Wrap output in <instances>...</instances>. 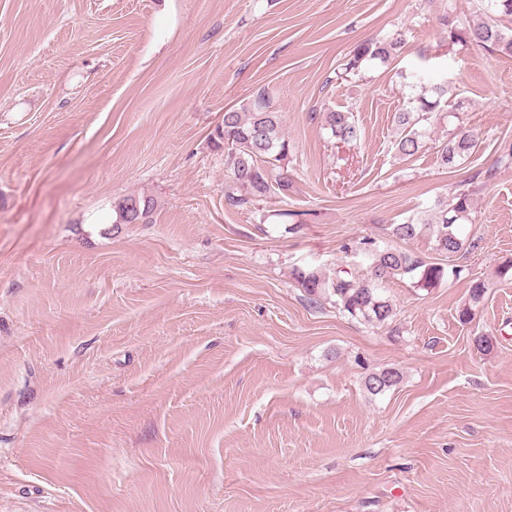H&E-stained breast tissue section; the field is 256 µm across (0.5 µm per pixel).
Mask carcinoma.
Masks as SVG:
<instances>
[{
    "instance_id": "1",
    "label": "carcinoma",
    "mask_w": 512,
    "mask_h": 512,
    "mask_svg": "<svg viewBox=\"0 0 512 512\" xmlns=\"http://www.w3.org/2000/svg\"><path fill=\"white\" fill-rule=\"evenodd\" d=\"M479 2L480 19L451 26L449 41L463 47L475 45L490 52L512 53V0ZM404 46L401 32L367 39L345 55L337 77L357 76L369 62L387 65L399 56ZM399 78L411 95L408 106L394 113L393 123L398 134L394 145L400 156L410 158L431 140L430 120L441 121L448 117L442 106L448 95V81L426 80L421 67L402 70ZM317 118L339 141L352 142L360 136L354 115L349 111L328 108L318 113ZM213 143L224 148L230 171L231 184L224 194L228 206H255L273 195L286 197L292 190L293 181L285 168L289 143L283 132L282 116L272 108L266 92H257L238 110L225 111L223 127L216 129ZM477 144L474 131L457 127L447 139L435 142L440 165L446 169L457 166L471 156ZM474 206V190L459 185L448 197L437 200L429 213L393 225L391 236L410 240L422 227L429 226L433 228L436 251L450 258L465 247L460 226L474 220ZM155 209V201L150 196H124L114 202L113 224H150ZM354 253L367 261V272L363 276L339 269L335 277L329 279L312 268H297L292 276L310 303L315 304L324 297L339 312L371 324H384L393 316L392 304L379 293L382 283L409 276L416 280L417 287L430 288L447 275L458 278L463 272L455 266L446 269L439 263L428 262L392 244L381 245L373 238L364 237L356 242ZM400 381L398 370L384 368L369 374L365 387L376 395L397 386Z\"/></svg>"
}]
</instances>
